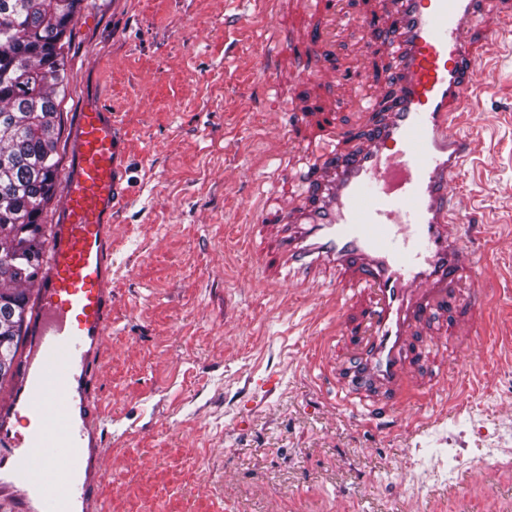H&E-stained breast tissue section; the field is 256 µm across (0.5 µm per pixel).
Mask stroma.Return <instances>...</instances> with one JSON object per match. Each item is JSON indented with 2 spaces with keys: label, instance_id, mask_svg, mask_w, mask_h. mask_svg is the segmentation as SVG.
Segmentation results:
<instances>
[{
  "label": "stroma",
  "instance_id": "stroma-1",
  "mask_svg": "<svg viewBox=\"0 0 512 512\" xmlns=\"http://www.w3.org/2000/svg\"><path fill=\"white\" fill-rule=\"evenodd\" d=\"M256 0H84L59 110L111 104L128 204L112 225V327L97 374L102 512H512V34L490 48L460 185L488 289L447 373L379 434L332 407L337 292L267 286L252 206L293 104L256 103Z\"/></svg>",
  "mask_w": 512,
  "mask_h": 512
}]
</instances>
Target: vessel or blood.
I'll list each match as a JSON object with an SVG mask.
<instances>
[{
    "label": "vessel or blood",
    "mask_w": 512,
    "mask_h": 512,
    "mask_svg": "<svg viewBox=\"0 0 512 512\" xmlns=\"http://www.w3.org/2000/svg\"><path fill=\"white\" fill-rule=\"evenodd\" d=\"M340 0H264L269 26L303 12L298 51L318 80L295 92L283 127L288 159L250 227L272 286L335 287L343 357L323 368L336 404L392 428L399 403L434 388L440 345L476 319L485 294L458 224L455 182L473 154L457 129L481 82L477 38L512 21V0H382L361 14L369 95L361 130L336 124L322 79H341L326 43ZM287 37L266 38L269 87L288 72ZM121 134L104 103L79 112L68 144L58 219L30 303L17 374L0 397V512H101L104 413L95 398L112 317V224L127 198Z\"/></svg>",
    "instance_id": "1"
}]
</instances>
